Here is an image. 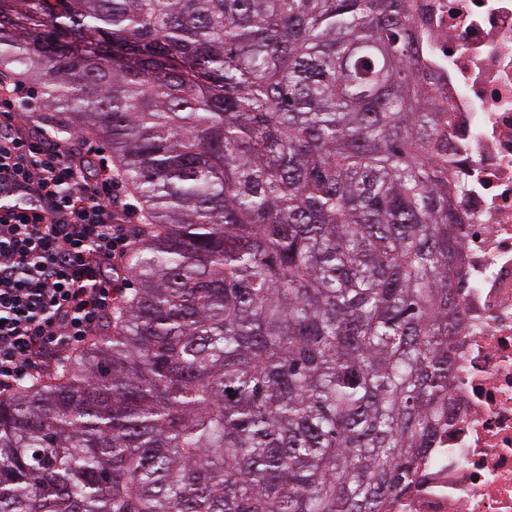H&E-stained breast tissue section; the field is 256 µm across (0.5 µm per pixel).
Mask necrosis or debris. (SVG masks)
<instances>
[{
	"label": "necrosis or debris",
	"mask_w": 512,
	"mask_h": 512,
	"mask_svg": "<svg viewBox=\"0 0 512 512\" xmlns=\"http://www.w3.org/2000/svg\"><path fill=\"white\" fill-rule=\"evenodd\" d=\"M466 190L448 422L394 512H512V0H416Z\"/></svg>",
	"instance_id": "4bbe7bcc"
}]
</instances>
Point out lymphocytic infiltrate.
Here are the masks:
<instances>
[{
	"label": "lymphocytic infiltrate",
	"mask_w": 512,
	"mask_h": 512,
	"mask_svg": "<svg viewBox=\"0 0 512 512\" xmlns=\"http://www.w3.org/2000/svg\"><path fill=\"white\" fill-rule=\"evenodd\" d=\"M0 100V197H35L37 211L0 212V395L93 335L122 291L118 257L131 239L103 150L74 161L66 143L20 132Z\"/></svg>",
	"instance_id": "obj_1"
}]
</instances>
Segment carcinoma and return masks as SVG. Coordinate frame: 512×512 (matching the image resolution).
I'll return each instance as SVG.
<instances>
[{
	"label": "carcinoma",
	"instance_id": "carcinoma-1",
	"mask_svg": "<svg viewBox=\"0 0 512 512\" xmlns=\"http://www.w3.org/2000/svg\"><path fill=\"white\" fill-rule=\"evenodd\" d=\"M412 0H0L112 148L138 287L0 396V512H391L448 417L465 215Z\"/></svg>",
	"mask_w": 512,
	"mask_h": 512
}]
</instances>
